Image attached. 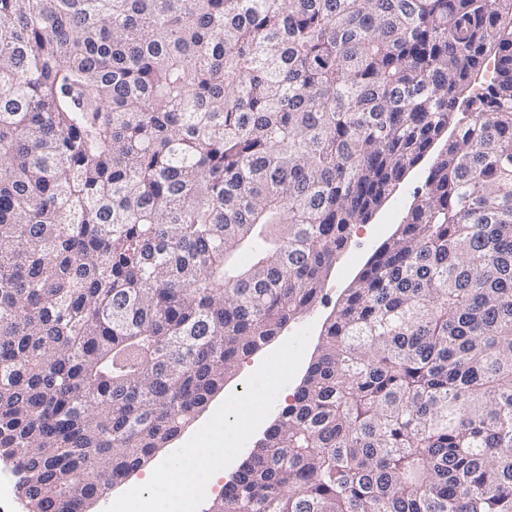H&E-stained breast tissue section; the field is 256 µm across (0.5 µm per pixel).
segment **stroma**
I'll return each mask as SVG.
<instances>
[{
    "instance_id": "stroma-1",
    "label": "stroma",
    "mask_w": 512,
    "mask_h": 512,
    "mask_svg": "<svg viewBox=\"0 0 512 512\" xmlns=\"http://www.w3.org/2000/svg\"><path fill=\"white\" fill-rule=\"evenodd\" d=\"M442 144H435L434 150L428 153L423 162L415 169L407 173L396 191L383 203L373 214L371 219L364 224L353 227L349 241L344 250L339 252L336 261L332 266L329 275L319 295L317 304L310 309L301 319L299 324L288 326L280 336L262 345L251 355L241 360L236 371L227 376L224 380L222 392L216 393L215 401H222L225 395L243 389L247 379L261 366L264 359L285 340H288L300 327H311L312 334L306 347L302 361L286 390L280 391L272 410L262 421L254 436L249 438L239 453L238 460L232 461L226 468L216 472L205 486V497L201 504L203 512H208L212 502L219 498L225 482L238 470L241 459L247 458L259 439H262L267 428H269L278 416L279 410L289 404L292 400V392L296 390L303 381L311 361L317 355V346L320 342V334L323 326L332 313L336 310L341 298L347 288L361 271L367 260L374 254L376 249L398 228L399 224L407 215L410 207L415 201V195L424 186L425 177L432 166L436 154L442 151ZM197 428L196 422L189 423L180 435L168 442L165 447L158 449L152 460L147 461L143 467L131 473L126 483L112 486L106 493L88 507V512H106L107 508L114 502L119 494L124 493L127 484H144L148 479L156 461L165 459L171 453L183 446Z\"/></svg>"
}]
</instances>
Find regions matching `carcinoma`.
Segmentation results:
<instances>
[{
  "label": "carcinoma",
  "mask_w": 512,
  "mask_h": 512,
  "mask_svg": "<svg viewBox=\"0 0 512 512\" xmlns=\"http://www.w3.org/2000/svg\"><path fill=\"white\" fill-rule=\"evenodd\" d=\"M452 122L208 512H512V0H0L27 512H85L175 439Z\"/></svg>",
  "instance_id": "cac0c4a2"
}]
</instances>
